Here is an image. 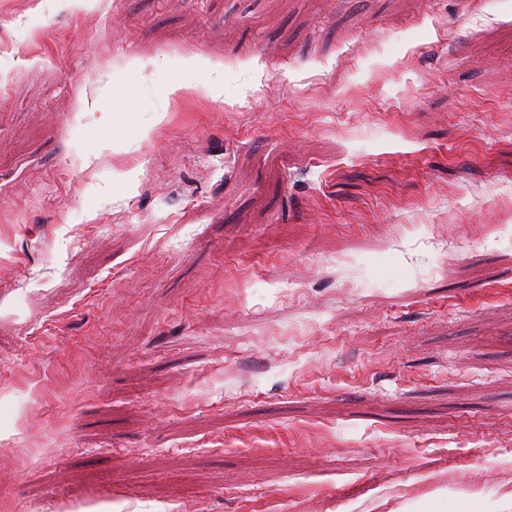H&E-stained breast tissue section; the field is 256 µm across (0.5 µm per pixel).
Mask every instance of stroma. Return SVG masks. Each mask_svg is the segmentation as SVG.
I'll return each instance as SVG.
<instances>
[{
  "label": "stroma",
  "mask_w": 512,
  "mask_h": 512,
  "mask_svg": "<svg viewBox=\"0 0 512 512\" xmlns=\"http://www.w3.org/2000/svg\"><path fill=\"white\" fill-rule=\"evenodd\" d=\"M510 491L512 0H0V512ZM200 89H203L207 95L213 98L218 94L216 87L212 85L200 86L199 83L185 77L172 82L168 87L167 93L169 96L176 98L184 95L196 94Z\"/></svg>",
  "instance_id": "1"
}]
</instances>
